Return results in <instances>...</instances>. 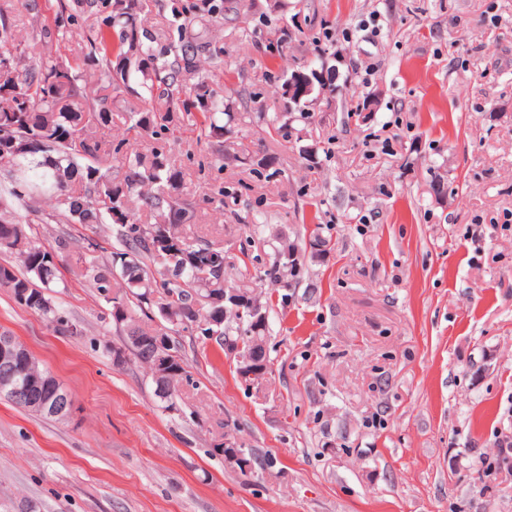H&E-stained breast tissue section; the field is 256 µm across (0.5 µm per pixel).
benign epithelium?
I'll use <instances>...</instances> for the list:
<instances>
[{
	"label": "benign epithelium",
	"instance_id": "benign-epithelium-1",
	"mask_svg": "<svg viewBox=\"0 0 512 512\" xmlns=\"http://www.w3.org/2000/svg\"><path fill=\"white\" fill-rule=\"evenodd\" d=\"M0 148L17 151L34 149V144L28 142L23 147L16 146L13 129L0 126ZM224 301L232 305H246L253 315V323L257 324L265 319L260 302L255 298H241L240 292L235 288L224 293ZM263 342L253 337L247 343L226 340L224 351L236 358L238 373L244 380H251L266 374L267 367L261 360V347ZM147 348L151 350L148 355L150 369L153 377L157 379L169 378L175 374L172 362L176 353L172 351V344L165 336L151 333L147 336H129L124 338L122 345L112 347V361L116 365L124 363L128 356ZM33 363L30 350L9 331L0 330V392L10 395L27 405V409L41 416L57 418L61 421L70 419L74 400L69 390L57 379L52 372L42 377L31 379L26 376L23 367ZM225 463L238 472L247 475L254 473L251 461V451L239 446L234 438L224 439L222 443Z\"/></svg>",
	"mask_w": 512,
	"mask_h": 512
}]
</instances>
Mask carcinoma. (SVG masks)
<instances>
[{"instance_id":"cac0c4a2","label":"carcinoma","mask_w":512,"mask_h":512,"mask_svg":"<svg viewBox=\"0 0 512 512\" xmlns=\"http://www.w3.org/2000/svg\"><path fill=\"white\" fill-rule=\"evenodd\" d=\"M244 0H172V13L181 20L178 43L156 49L157 37L144 25L146 0H113L112 13L102 19L91 51L101 55L103 75L108 84H124L139 79L138 119L129 126L138 138L144 133L177 138L180 127L171 113H201L208 123L199 137L219 140L231 127L243 123L257 95L240 94L242 111L236 113L214 88L213 70L227 66L231 50L212 35L211 25L221 23L235 28ZM292 32L278 27L267 38L266 53L281 56L288 49ZM10 26L0 20V53L11 60L9 70L0 74V125L13 128L19 140L42 138L48 149L27 156L0 151V170L17 177L10 195L21 202L31 195L49 196L61 206L65 224H110L115 234L110 261H87L86 275L94 287L110 292L112 279L118 277L131 290V298H112L123 312H112V320L124 332L136 331L131 306L142 307L159 295L160 316L171 326L182 327L183 320L194 315L208 323L224 346L227 336L242 339L253 332L251 314L231 311L232 323L224 321V251L193 243L178 231L179 212H188L182 198L183 174L168 154L154 149L135 153L126 160L121 176L101 170L103 142L86 135V129L108 125L112 114L108 97L88 94L82 84L80 66L51 46L44 55L33 58L23 68L12 63ZM328 85L299 101L282 98V110L269 119L268 126L288 138V129L296 121L311 118L310 104L318 96H334ZM252 171L270 179L278 175L277 157L264 154L248 159ZM155 214L152 224H140L130 208L133 197ZM11 240L5 248L16 253L18 263L0 264V288L11 295L27 292L25 307L50 318L69 330L58 314L47 288L60 277L58 263L52 261L54 248L70 246L60 240L57 246L45 245L28 233L26 216L14 209L9 218L0 219V241ZM159 262L164 271L154 275L150 264ZM301 270L299 249L293 244L276 251L273 262L263 270L271 283L288 286ZM214 299L207 308L197 305L199 296Z\"/></svg>"}]
</instances>
